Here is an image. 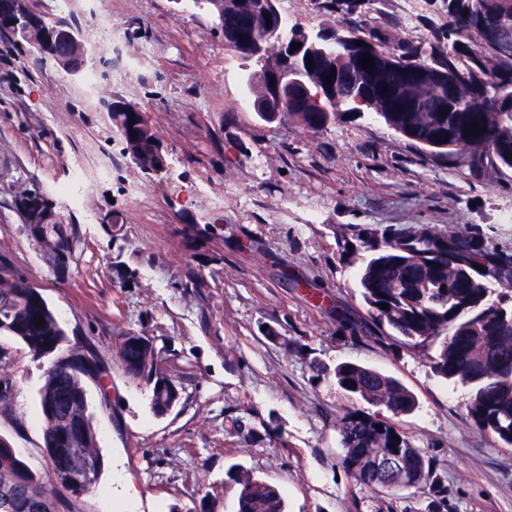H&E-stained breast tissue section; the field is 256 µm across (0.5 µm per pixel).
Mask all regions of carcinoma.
Listing matches in <instances>:
<instances>
[{"label": "carcinoma", "instance_id": "1", "mask_svg": "<svg viewBox=\"0 0 512 512\" xmlns=\"http://www.w3.org/2000/svg\"><path fill=\"white\" fill-rule=\"evenodd\" d=\"M224 36V46L244 59L260 41V68L248 73V103L269 92L262 71L287 68L281 39H301L307 30L280 13L264 15L259 0H210ZM351 35L370 41L375 62L367 70L352 43L329 47L317 42L310 55L291 64L303 67L306 87L288 91V119L318 134L330 119L345 116L354 101L374 118L452 165L476 174L498 165L512 169V0H448V44L437 34L419 44L402 41L394 31L375 34L348 23ZM15 41L40 57L49 54L31 31L13 33ZM314 66H306L307 61ZM55 63L64 71L79 67L77 45L68 46ZM336 72L335 98L316 99L330 72ZM135 105L112 100L108 110L113 136L123 155L144 174L167 167L163 144ZM135 122H130V118ZM480 130L468 135L471 125ZM136 136H131V132ZM36 240L47 253L56 251L63 227L36 225ZM376 254L359 274L368 314L382 337L400 336L413 348L435 349L434 373L470 389L467 416L482 432L512 446V259L498 256L468 228H411L375 246ZM386 304L381 309L379 304ZM45 320L44 325L34 316ZM25 345L36 359L50 357L39 391L42 452L48 469L32 471L0 436V505L8 512H62L67 495L93 489L101 475L97 433L90 411L87 381L100 390V404H111L106 368L82 345L67 344L56 314L37 288L6 261H0V334ZM116 358L124 373L150 382L153 413L163 416L180 399L176 383H161L162 356L153 340L136 333L121 336ZM336 385L350 398L382 407L391 417L352 408L336 420L341 465L361 488L374 493L434 482L422 449L395 422L416 408L415 395L397 379L352 363L338 364ZM16 380L0 349V412L12 409ZM397 438H392V435ZM400 453L404 472L383 473L378 457ZM237 496V512H285L280 489L242 468L227 472Z\"/></svg>", "mask_w": 512, "mask_h": 512}]
</instances>
